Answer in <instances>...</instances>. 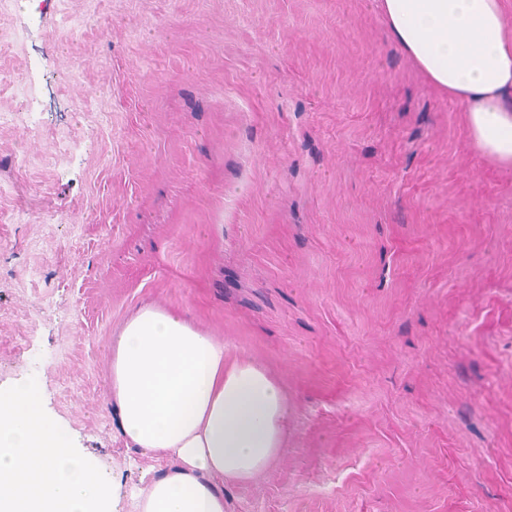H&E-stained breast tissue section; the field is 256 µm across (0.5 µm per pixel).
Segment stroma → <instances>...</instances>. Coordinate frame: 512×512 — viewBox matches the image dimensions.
<instances>
[{
    "mask_svg": "<svg viewBox=\"0 0 512 512\" xmlns=\"http://www.w3.org/2000/svg\"><path fill=\"white\" fill-rule=\"evenodd\" d=\"M81 23L66 35L65 19ZM0 389L112 474V338L189 311L288 394L224 512H512V168L376 0H48L0 13Z\"/></svg>",
    "mask_w": 512,
    "mask_h": 512,
    "instance_id": "obj_1",
    "label": "stroma"
}]
</instances>
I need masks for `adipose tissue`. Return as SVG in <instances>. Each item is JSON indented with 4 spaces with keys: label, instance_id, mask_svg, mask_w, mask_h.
I'll use <instances>...</instances> for the list:
<instances>
[{
    "label": "adipose tissue",
    "instance_id": "obj_1",
    "mask_svg": "<svg viewBox=\"0 0 512 512\" xmlns=\"http://www.w3.org/2000/svg\"><path fill=\"white\" fill-rule=\"evenodd\" d=\"M390 37L466 114L472 145L512 166V30L507 0H381ZM109 392L120 432L178 465L140 490L135 512H224V486L252 481L287 446L276 375L228 359L184 311L146 305L112 338Z\"/></svg>",
    "mask_w": 512,
    "mask_h": 512
}]
</instances>
